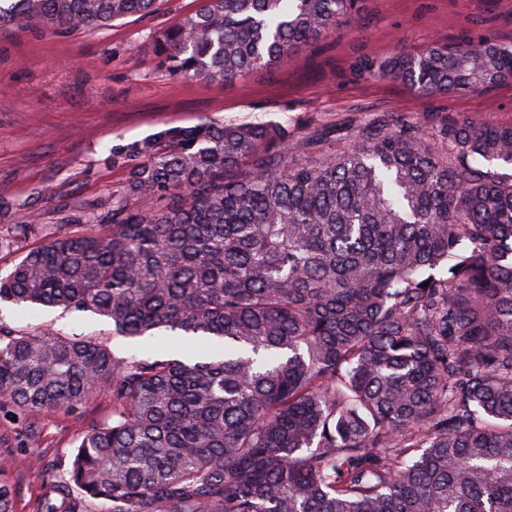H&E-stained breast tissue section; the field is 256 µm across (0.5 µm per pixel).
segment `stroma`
<instances>
[{
    "label": "stroma",
    "instance_id": "obj_1",
    "mask_svg": "<svg viewBox=\"0 0 512 512\" xmlns=\"http://www.w3.org/2000/svg\"><path fill=\"white\" fill-rule=\"evenodd\" d=\"M204 5L158 0L147 16L83 32L0 28V198L15 205L0 222V236L29 223L36 210L49 232L73 230L71 208L105 209L126 181L125 171L103 164L106 148L204 117L274 122L287 127L294 145L312 131L354 127L382 112L512 124L510 83L423 94L359 70L364 59L434 41L512 44V0H359L354 18L299 47L291 60L227 82L171 74L151 51L156 35ZM0 324L94 337L118 354L139 348L113 335L108 320L84 312L43 309L29 316L5 304ZM111 414L112 393L102 390L75 409L38 412L19 424L0 419V460L8 464L15 512H42L49 473L67 465L90 424Z\"/></svg>",
    "mask_w": 512,
    "mask_h": 512
}]
</instances>
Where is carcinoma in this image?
Segmentation results:
<instances>
[{"instance_id":"1","label":"carcinoma","mask_w":512,"mask_h":512,"mask_svg":"<svg viewBox=\"0 0 512 512\" xmlns=\"http://www.w3.org/2000/svg\"><path fill=\"white\" fill-rule=\"evenodd\" d=\"M157 0H0V26L86 31ZM358 0H207L153 40L231 81L332 33ZM361 71L427 94L512 81V46L432 42ZM128 180L89 229L34 239L0 303L89 312L182 353L0 325L18 416L112 390L43 512H512V124L386 114L288 145L277 124L113 145ZM428 283L423 288L421 284ZM0 512H15L0 480Z\"/></svg>"}]
</instances>
